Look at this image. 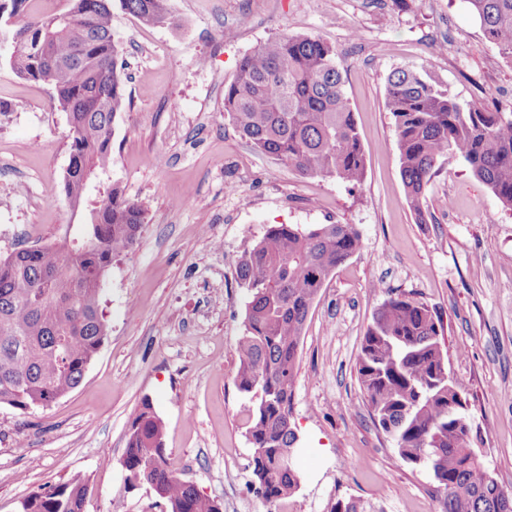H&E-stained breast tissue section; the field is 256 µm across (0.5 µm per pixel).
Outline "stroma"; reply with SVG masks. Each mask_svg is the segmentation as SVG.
Wrapping results in <instances>:
<instances>
[{"mask_svg":"<svg viewBox=\"0 0 512 512\" xmlns=\"http://www.w3.org/2000/svg\"><path fill=\"white\" fill-rule=\"evenodd\" d=\"M169 4L162 25L112 9L130 106L113 123L109 178L145 223L105 277L107 336L82 384L46 409L0 407V512L76 476L89 489L85 512H161L154 494L129 489L122 466L145 400L163 422L171 469L223 512H333L348 499L362 512H437L430 475L395 454L359 382L362 338L394 295L441 314L474 442L512 490V210L450 157L416 217L385 103L388 75L412 68L460 101L512 112V61L465 0ZM282 33L335 47L366 159L361 185L302 176L225 116L241 58ZM67 133L52 87L1 63L0 254L79 232L63 191ZM275 224H352L362 246L308 316L291 416L300 484L272 510L250 486L249 401L234 382L248 297L235 270Z\"/></svg>","mask_w":512,"mask_h":512,"instance_id":"stroma-1","label":"stroma"}]
</instances>
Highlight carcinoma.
<instances>
[{
    "label": "carcinoma",
    "instance_id": "cac0c4a2",
    "mask_svg": "<svg viewBox=\"0 0 512 512\" xmlns=\"http://www.w3.org/2000/svg\"><path fill=\"white\" fill-rule=\"evenodd\" d=\"M30 2H1L0 21ZM118 2L145 24L170 18L169 0ZM467 3L486 38L512 60V0ZM3 58L22 78L54 86L69 117L71 162L80 168L66 172L65 194L72 208L88 214L71 239L0 256V405L27 413L82 383L106 337V273L112 259L135 246L145 214L105 181L112 125L129 104L112 39V0H73L65 22L56 13L30 17ZM386 107L405 194L420 222L435 167L453 156L512 209V112L463 103L409 68L389 74ZM224 114L253 148L303 175L353 187L365 178L344 68L335 49L316 37L281 34L245 55L224 88ZM360 248L352 224H278L237 263L248 302L235 385L252 403L246 428L252 486L271 506L299 486L291 414L310 309L336 268ZM444 333L436 310L405 296H391L377 309L358 360L374 422L401 460L430 473L439 512H512V493L474 446L467 400L448 379ZM123 466L150 470L157 498L178 512H218L214 500L170 469L163 422L147 399L126 435ZM86 498V484L72 479L27 496L21 512H85Z\"/></svg>",
    "mask_w": 512,
    "mask_h": 512
}]
</instances>
